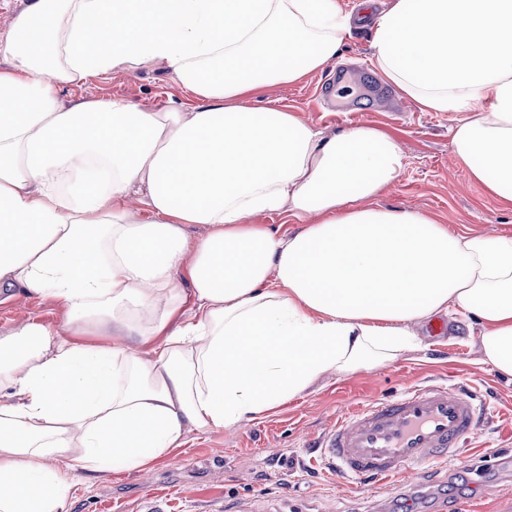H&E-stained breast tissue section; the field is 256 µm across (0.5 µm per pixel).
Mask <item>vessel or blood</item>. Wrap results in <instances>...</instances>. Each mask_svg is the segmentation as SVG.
Instances as JSON below:
<instances>
[{
  "instance_id": "obj_1",
  "label": "vessel or blood",
  "mask_w": 512,
  "mask_h": 512,
  "mask_svg": "<svg viewBox=\"0 0 512 512\" xmlns=\"http://www.w3.org/2000/svg\"><path fill=\"white\" fill-rule=\"evenodd\" d=\"M484 419L473 388L415 383L392 398L347 409L318 447L333 475L355 479L358 490L392 481L409 486L422 466L468 458Z\"/></svg>"
}]
</instances>
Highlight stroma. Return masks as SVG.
<instances>
[{"mask_svg": "<svg viewBox=\"0 0 512 512\" xmlns=\"http://www.w3.org/2000/svg\"><path fill=\"white\" fill-rule=\"evenodd\" d=\"M372 38V32L352 30L336 60L357 77L341 97L350 111H333L318 89V72L300 83L270 88L269 96L324 133L369 124L401 143L407 155L404 170L371 199V207L418 210L453 231L483 227L512 234V205L501 204L464 167L450 164L451 113L423 111L393 86L385 98L367 95V88L382 80L371 64ZM84 93L141 106L182 95L176 79L162 68L114 74L87 86ZM35 316L54 328L66 321V311L55 299L19 293L0 302V334ZM443 321L451 326L445 338L430 340L429 329H422L419 348L387 367L325 376L261 420L234 431L192 430L182 448L145 467L111 464L93 481H76L69 512H136L151 496L165 502L166 512H249L256 506L289 512L300 500L318 503L323 512H444L453 502L477 499L478 485L489 479L494 482L489 494L498 500L494 512H512V382L481 362L474 321L457 308L449 309ZM430 379L481 391L488 424L474 446L496 453V467L485 473L469 467H425L415 489L390 486L361 492L336 481L315 462L314 437L326 432L341 412Z\"/></svg>", "mask_w": 512, "mask_h": 512, "instance_id": "obj_1", "label": "stroma"}]
</instances>
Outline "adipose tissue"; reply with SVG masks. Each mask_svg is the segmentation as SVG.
Segmentation results:
<instances>
[{"label":"adipose tissue","instance_id":"ef3b65f1","mask_svg":"<svg viewBox=\"0 0 512 512\" xmlns=\"http://www.w3.org/2000/svg\"><path fill=\"white\" fill-rule=\"evenodd\" d=\"M350 29L337 0H28L15 16L0 295L53 297L67 319L0 336V512H66L74 476L144 467L188 431L392 363L452 306L512 378V236L367 207L403 172L395 138L248 104L324 70ZM372 55L422 109L453 113L454 162L511 205L512 0H392ZM160 66L193 104L62 96Z\"/></svg>","mask_w":512,"mask_h":512}]
</instances>
